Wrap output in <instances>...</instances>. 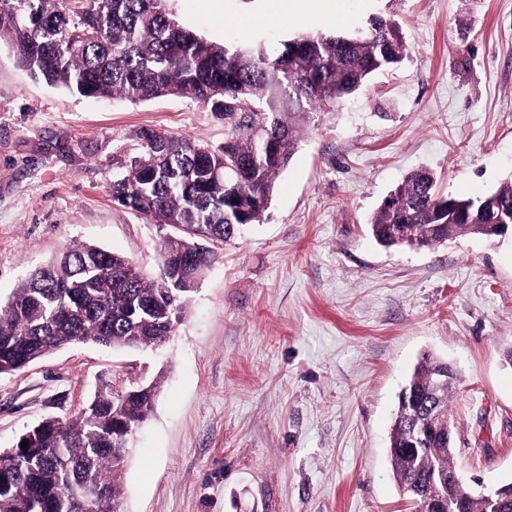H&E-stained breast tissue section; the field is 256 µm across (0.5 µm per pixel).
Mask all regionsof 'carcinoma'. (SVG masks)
<instances>
[{
  "instance_id": "1",
  "label": "carcinoma",
  "mask_w": 512,
  "mask_h": 512,
  "mask_svg": "<svg viewBox=\"0 0 512 512\" xmlns=\"http://www.w3.org/2000/svg\"><path fill=\"white\" fill-rule=\"evenodd\" d=\"M47 83L85 97L149 101L187 97L224 117V146L145 129L141 152L112 184L119 204L170 232L148 274L124 255L72 244L0 299V375L47 355L94 343L118 349L161 345L185 313L186 269L215 252L196 236L224 243L262 221L275 178L297 146L306 108L334 107L375 73L407 56L395 22L374 17L346 35L305 32L270 53L231 49L183 28L167 0H0V41ZM512 222V180L477 199L447 197L433 176L409 174L370 224L385 247H432L483 224ZM448 364L427 356L398 397L390 436L394 477L415 512H432L425 493L455 495L454 456L438 459L451 387H437ZM159 386L134 382L121 393L102 381L71 418L51 417L0 452V512H120L118 477L130 437L152 412ZM124 430L121 438L113 435ZM419 436L418 451L403 452ZM28 447H22V442ZM105 493L104 506L84 491Z\"/></svg>"
}]
</instances>
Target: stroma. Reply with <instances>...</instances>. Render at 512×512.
<instances>
[{
  "instance_id": "1",
  "label": "stroma",
  "mask_w": 512,
  "mask_h": 512,
  "mask_svg": "<svg viewBox=\"0 0 512 512\" xmlns=\"http://www.w3.org/2000/svg\"><path fill=\"white\" fill-rule=\"evenodd\" d=\"M169 0L230 47L351 33L382 16L408 54L340 107L310 111L262 222L228 243L159 347L61 349L0 375V450L77 415L100 379L157 380L131 441L124 512H407L389 436L424 356L452 365L456 468L512 483V238L466 234L387 249L369 222L416 170L440 194L512 179V0H344L346 21H268L273 0ZM152 128L222 145L194 100L132 104L33 78L0 42V296L74 242L154 269L163 229L112 198Z\"/></svg>"
}]
</instances>
